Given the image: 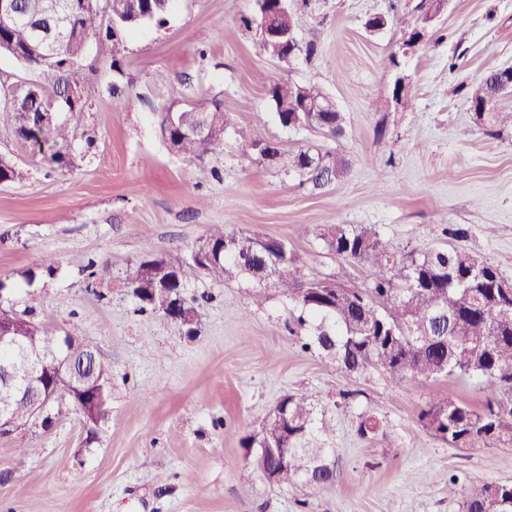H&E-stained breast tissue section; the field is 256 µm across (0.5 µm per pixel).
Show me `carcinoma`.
I'll list each match as a JSON object with an SVG mask.
<instances>
[{
  "label": "carcinoma",
  "mask_w": 512,
  "mask_h": 512,
  "mask_svg": "<svg viewBox=\"0 0 512 512\" xmlns=\"http://www.w3.org/2000/svg\"><path fill=\"white\" fill-rule=\"evenodd\" d=\"M20 18L0 33V53L23 51L28 64H38L40 54L35 45L32 22L50 19L49 0H17ZM174 0H147L129 4L123 12L106 13L97 8L83 11L73 24V31L64 34L58 55L47 69L54 79V98L39 88L26 92L21 112L12 102L0 104V113L13 119L15 135L33 145L48 146L49 163L66 168L72 164L68 151L70 130L60 121L54 101L64 103L70 112L81 107L66 97L75 66L86 52L85 41L101 29L112 30V24L128 28L133 10L149 13L148 22L161 25ZM498 73L492 71L473 87L468 96L470 105L485 106L495 98ZM297 85L277 82L268 91L270 102L279 107L291 100ZM336 127L326 124L321 112H310L303 122L332 137L343 133L344 117L331 113ZM211 142L172 128L169 113H160V128L171 148L186 158L202 160L220 145L227 125L226 111L215 102L205 110ZM292 166L308 177L314 186L322 187L341 176L344 162L330 151L301 150L292 159ZM24 168L9 159H0V183L25 180ZM303 235L322 240L326 249L352 263L364 264L372 270L370 285L363 289L343 288L329 282L331 291H313L312 280L298 276L307 265L306 257L288 252V271L272 279L274 287L291 299L300 310V327L307 330L305 348H315L330 357L348 373H363L380 367L397 379L414 377L422 382H435L442 376H475L483 379L488 401L486 407L475 409L465 402L448 398L439 400L419 414L424 426L434 435L456 448L512 447V396L497 397L503 387L512 392V299L500 304L495 283L501 277L492 264L480 260L461 247L398 256L380 241L373 224H333L315 233L306 224ZM207 239L213 245L214 261L205 265L206 276L215 282L229 283L248 278L245 268L254 271V298H265V274L268 254L260 239L246 234L228 233L224 226L210 228ZM156 264L164 270L165 291L182 290L185 268L197 263L183 260L173 263L164 257L154 262L140 260L128 264L124 285L143 288L151 283L147 266ZM288 401V465L265 451L263 465L281 469L279 484L286 486L306 481L315 491H330L336 484V472L324 463V448L305 445L307 436L329 427L319 421L315 407L304 394L287 395ZM464 512H512V484H483L463 490Z\"/></svg>",
  "instance_id": "1"
}]
</instances>
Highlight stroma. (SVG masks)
<instances>
[{
    "label": "stroma",
    "instance_id": "obj_1",
    "mask_svg": "<svg viewBox=\"0 0 512 512\" xmlns=\"http://www.w3.org/2000/svg\"><path fill=\"white\" fill-rule=\"evenodd\" d=\"M308 13L297 39L314 46L269 57L245 27L252 0H177L164 25L124 35L112 62L108 32L91 38L79 71L83 109L60 111L74 164L59 169L0 118V156L29 171L0 184V304L32 308L54 334L78 329L112 368L111 413L88 430L72 404L48 428L0 438V512H462L471 482L512 483V448H453L419 414L447 397L483 408L480 379L396 381L351 375L302 347L293 303L277 291L256 305L245 283L187 271L183 293L203 306L194 334L128 294L123 270L145 256L183 260L210 225L274 237L308 255L305 276L347 288L368 267L342 260L315 235L333 224L375 225L403 254L455 245L512 282V128L477 120L467 96L489 72L512 67V0H296ZM386 15L371 33L366 20ZM416 51L399 47L416 27ZM407 77L414 106L383 119L372 101ZM290 80L320 86L344 116L334 139L283 127L266 91ZM46 71L0 55V101ZM221 102L229 128L202 162L175 153L158 114ZM278 144L279 163L242 156L233 127ZM310 146L338 152L343 175L313 187L290 165ZM213 177L199 179L198 164ZM55 270H42L44 261ZM112 270L90 278L89 263ZM37 274L29 306L23 279ZM302 392L329 423L336 486L322 494L269 483L244 447L280 398ZM378 428L360 435L362 417Z\"/></svg>",
    "mask_w": 512,
    "mask_h": 512
}]
</instances>
